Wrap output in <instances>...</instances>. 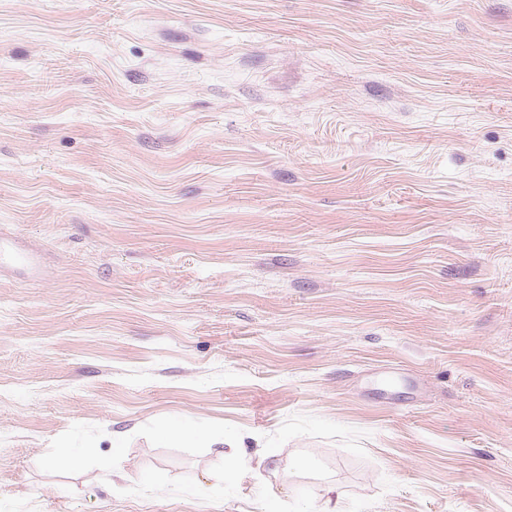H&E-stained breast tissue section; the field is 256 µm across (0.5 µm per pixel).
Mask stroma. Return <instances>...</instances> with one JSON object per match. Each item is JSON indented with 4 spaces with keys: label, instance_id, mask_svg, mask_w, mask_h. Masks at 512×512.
Segmentation results:
<instances>
[{
    "label": "stroma",
    "instance_id": "35a3bbf8",
    "mask_svg": "<svg viewBox=\"0 0 512 512\" xmlns=\"http://www.w3.org/2000/svg\"><path fill=\"white\" fill-rule=\"evenodd\" d=\"M0 233V512H512V0H0ZM39 267L37 255L14 240L0 238V271H34Z\"/></svg>",
    "mask_w": 512,
    "mask_h": 512
}]
</instances>
